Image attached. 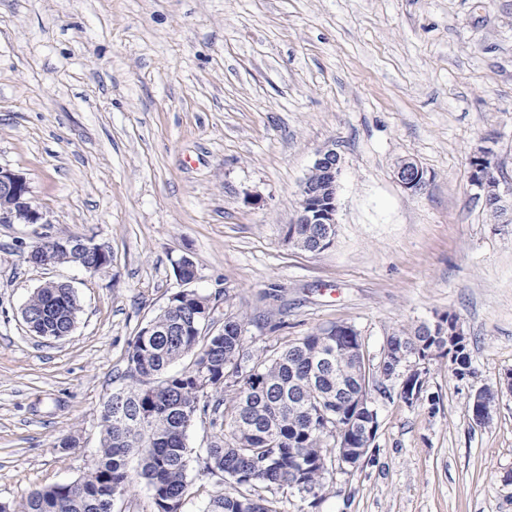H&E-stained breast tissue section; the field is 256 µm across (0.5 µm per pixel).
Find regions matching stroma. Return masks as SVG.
<instances>
[{
	"instance_id": "1",
	"label": "stroma",
	"mask_w": 512,
	"mask_h": 512,
	"mask_svg": "<svg viewBox=\"0 0 512 512\" xmlns=\"http://www.w3.org/2000/svg\"><path fill=\"white\" fill-rule=\"evenodd\" d=\"M329 144L337 231L313 253L285 231ZM479 149L512 199V0H0V166L50 218L0 224V502L88 472L101 403L186 256L215 327L246 316L255 354L344 324L375 364L449 312L467 333L472 378L436 355L411 405L381 380L367 457L329 467L319 502L272 490L281 512H512V393L485 425L468 406L512 371V224L473 196ZM60 236L111 265L25 262ZM48 281L80 305L60 340L21 315ZM396 177L402 188L411 194L421 191L427 182L424 169L411 159L401 160L396 168ZM73 239L70 240L68 243L62 245L57 249L59 253H83L86 256H95L98 258L99 265L98 269H103L107 266H109L112 262V256L107 253V250L94 242L91 238H83L74 236Z\"/></svg>"
}]
</instances>
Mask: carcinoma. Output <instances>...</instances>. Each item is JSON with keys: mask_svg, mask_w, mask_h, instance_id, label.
<instances>
[{"mask_svg": "<svg viewBox=\"0 0 512 512\" xmlns=\"http://www.w3.org/2000/svg\"><path fill=\"white\" fill-rule=\"evenodd\" d=\"M30 331L58 340L74 329L80 306L70 288H38L26 302ZM210 298L193 289L177 291L170 305L143 326L130 343L120 385L102 404L101 446L94 464L78 480L30 491L0 512H114L131 486L128 459L142 461L154 512H182L188 471L227 475L235 486L208 501L203 512H281L260 493L272 487L322 490L326 439L345 425L348 412L336 403L338 325L321 328L273 358L244 348V318L224 314L210 330ZM389 351L433 349L436 339L416 325L386 337ZM191 365L169 368L186 356ZM224 393L214 399L212 393ZM211 416L216 429L204 452L191 457L187 432L194 417Z\"/></svg>", "mask_w": 512, "mask_h": 512, "instance_id": "1", "label": "carcinoma"}]
</instances>
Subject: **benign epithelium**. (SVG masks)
<instances>
[{"mask_svg": "<svg viewBox=\"0 0 512 512\" xmlns=\"http://www.w3.org/2000/svg\"><path fill=\"white\" fill-rule=\"evenodd\" d=\"M341 171V157L336 149L327 145L316 154V158L309 170V174H318L320 181L313 182L307 178L301 185L300 202L296 226L288 233V243L299 244L297 225H317V239L321 242L333 244L337 224V190ZM396 177L404 190L415 194L422 190L427 182L424 169L414 160L404 159L396 168ZM469 182L474 191L475 198L487 204L493 202L503 211L512 212V203L508 204L499 191V183L492 172V162L483 150L475 152L470 158ZM0 223L1 224H48L50 219L40 207L32 205L30 187L27 179L20 173L11 169L0 167ZM63 253H83L98 258V268L103 269L112 262V256L107 250L94 242L91 238L75 236L68 243L58 248ZM421 326L432 330V335L448 338V343H462L466 339V332L460 320L447 322L438 316L432 321L425 320ZM434 356V353L421 355V353L401 355L395 361V368L391 372H381L382 377L392 378L400 376V370L406 369L408 373L403 376L400 396L408 403L419 398L422 381L418 365L425 364ZM365 359L362 343L356 342L352 346L336 347V366H341L351 358ZM372 387L365 380H358V387L351 396L350 405L354 415L358 416L357 423L364 436L373 439L378 428V412L371 396ZM512 392V374H507L494 388L481 387L472 395V417L479 424H486L492 419L499 396L503 391ZM336 447V461L341 465L352 467L360 463V459L351 457V443L347 429L336 427V437L333 442Z\"/></svg>", "mask_w": 512, "mask_h": 512, "instance_id": "1", "label": "benign epithelium"}]
</instances>
